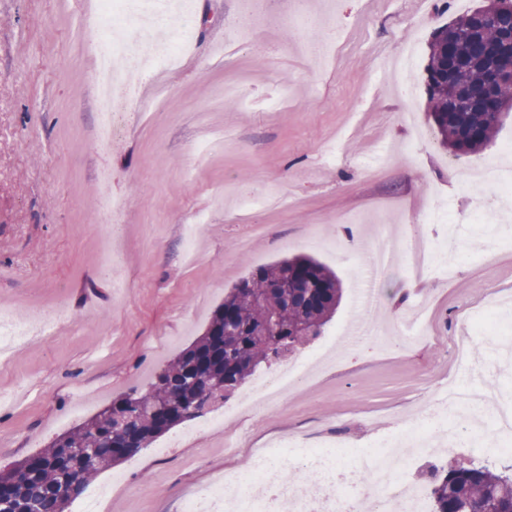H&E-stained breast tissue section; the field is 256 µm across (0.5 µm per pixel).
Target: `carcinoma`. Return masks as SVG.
Here are the masks:
<instances>
[{
  "label": "carcinoma",
  "mask_w": 512,
  "mask_h": 512,
  "mask_svg": "<svg viewBox=\"0 0 512 512\" xmlns=\"http://www.w3.org/2000/svg\"><path fill=\"white\" fill-rule=\"evenodd\" d=\"M512 50V12L479 11L439 29L426 67L430 114L440 143L456 153L487 146L512 109V82L488 86L487 65ZM342 299L327 265L297 255L244 277L213 312L204 334L143 389L112 401L48 447L0 471L8 512H65L101 470L196 418L322 334ZM434 512H512V468L494 462L433 467Z\"/></svg>",
  "instance_id": "obj_1"
}]
</instances>
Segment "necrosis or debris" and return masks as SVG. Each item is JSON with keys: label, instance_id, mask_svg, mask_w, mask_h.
Listing matches in <instances>:
<instances>
[{"label": "necrosis or debris", "instance_id": "necrosis-or-debris-1", "mask_svg": "<svg viewBox=\"0 0 512 512\" xmlns=\"http://www.w3.org/2000/svg\"><path fill=\"white\" fill-rule=\"evenodd\" d=\"M93 7L111 22L110 37L97 45L92 74L99 113L95 147L108 150L124 139L128 107L133 103L128 68L108 65V58L117 55L140 67L174 62L188 46L194 14L189 0H93ZM135 17L142 21L140 39L150 44L149 55L139 58L130 52L127 31ZM314 361L309 355L285 362L276 374L256 384L246 407L269 408L309 377ZM488 398L485 390L453 387L436 400L433 413L420 425L381 437L377 448L362 451L355 462L343 461L336 447L316 448L288 438L254 449L250 470L223 475L188 499L184 512H428L422 488L396 469V450L427 448L441 436L455 452L469 456L485 448L511 454L512 403L497 408L489 422L482 417ZM460 406L471 412V419L459 428L449 426V418ZM286 453L294 455L303 471L301 482H282L278 459ZM362 463L371 467L373 487L347 497L343 489L355 483Z\"/></svg>", "mask_w": 512, "mask_h": 512}]
</instances>
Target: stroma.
I'll use <instances>...</instances> for the list:
<instances>
[{
  "label": "stroma",
  "instance_id": "obj_1",
  "mask_svg": "<svg viewBox=\"0 0 512 512\" xmlns=\"http://www.w3.org/2000/svg\"><path fill=\"white\" fill-rule=\"evenodd\" d=\"M192 2V52L140 77L141 96L158 106L103 154L90 77L104 27L89 0H0V303L21 327L43 312L68 318L0 360V394L17 398L0 407V469L144 388L241 278L292 255L318 258L342 282L325 335L383 336L415 309L424 333L398 352L346 346L340 363L266 412L221 428L184 421L90 482L105 512H182L189 493L250 468L249 446L275 436L333 433L357 448L419 424L464 374L452 347L469 319L502 305L512 320V205L480 217L493 189L471 176L512 140V116L482 151L453 154L435 135L425 83L436 30L483 0H309L323 31L340 37L323 61L307 51L317 35L283 20L296 0H261L260 14L279 23L245 43L231 37L243 0ZM407 42L415 61L399 90L383 63ZM271 184L290 206L241 210L237 189ZM104 192L123 203L119 231L98 223ZM435 206L455 217L456 265L421 276L405 258L370 279L369 239H439L444 225L423 219ZM200 212L210 221L190 262L181 227ZM350 225L356 252L338 234ZM109 244L125 257L121 288L100 269ZM507 342L512 331L476 336L471 358L482 383L512 393V363L488 359Z\"/></svg>",
  "mask_w": 512,
  "mask_h": 512
}]
</instances>
